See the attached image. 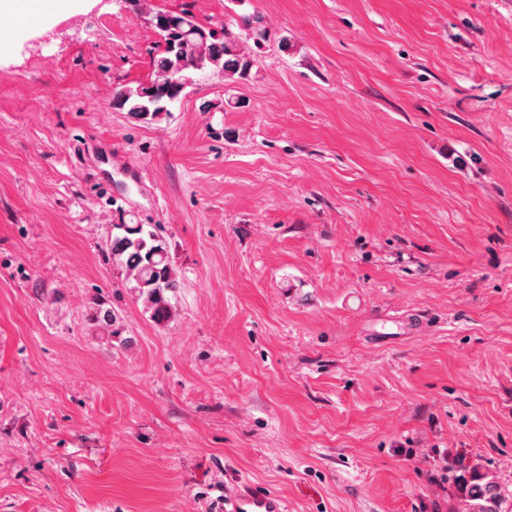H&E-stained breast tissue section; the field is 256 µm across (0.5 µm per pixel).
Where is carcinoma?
Instances as JSON below:
<instances>
[{"label":"carcinoma","instance_id":"1","mask_svg":"<svg viewBox=\"0 0 512 512\" xmlns=\"http://www.w3.org/2000/svg\"><path fill=\"white\" fill-rule=\"evenodd\" d=\"M155 32L168 42L183 47L182 55L158 47L152 56V72L148 82L123 85L112 91V108L131 116L156 121L162 118V106L173 109L182 95L181 86L172 82L178 72L217 71L233 81L246 79L252 59L237 48V37L227 25L211 29L201 24L188 10L153 13ZM243 28L261 45L269 37L264 18L259 14L240 16ZM116 234L106 243L112 265L124 269L133 280V289L157 325L165 324L172 315L169 294L175 292L177 279L166 240L151 224H115ZM90 321L110 329V336L119 338L122 325L118 313L104 301L95 302ZM463 512H499L500 490L485 475H474L460 482Z\"/></svg>","mask_w":512,"mask_h":512}]
</instances>
